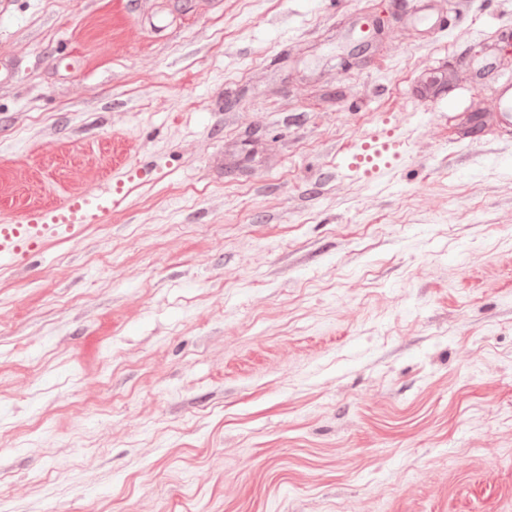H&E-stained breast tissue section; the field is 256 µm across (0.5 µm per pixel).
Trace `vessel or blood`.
Wrapping results in <instances>:
<instances>
[{
	"label": "vessel or blood",
	"mask_w": 512,
	"mask_h": 512,
	"mask_svg": "<svg viewBox=\"0 0 512 512\" xmlns=\"http://www.w3.org/2000/svg\"><path fill=\"white\" fill-rule=\"evenodd\" d=\"M121 197L111 190L81 193L59 205H49L31 214L23 224H0V269L16 265L23 257L41 249L46 241L71 236L86 224L99 222Z\"/></svg>",
	"instance_id": "1"
}]
</instances>
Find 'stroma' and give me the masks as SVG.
Wrapping results in <instances>:
<instances>
[{
	"instance_id": "obj_1",
	"label": "stroma",
	"mask_w": 512,
	"mask_h": 512,
	"mask_svg": "<svg viewBox=\"0 0 512 512\" xmlns=\"http://www.w3.org/2000/svg\"><path fill=\"white\" fill-rule=\"evenodd\" d=\"M416 2L0 0V224L123 198L0 269V512H512V0ZM401 148V142L392 140H381L378 137L371 138V141L363 146V151H371L370 154L364 156L360 154L357 156L356 163H351L347 166L346 172L350 175L351 173H358L361 169V162L366 160L370 163L374 158H383L387 156H399Z\"/></svg>"
}]
</instances>
